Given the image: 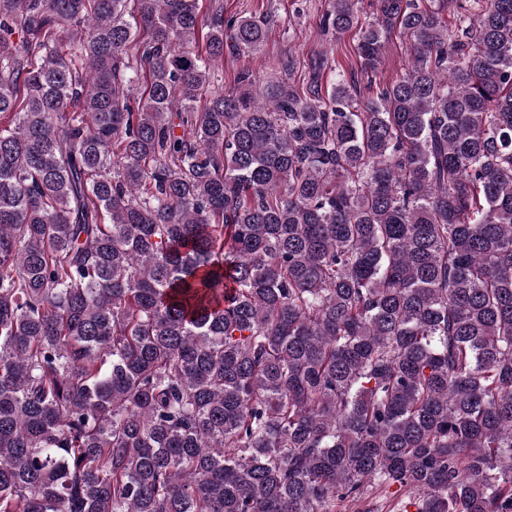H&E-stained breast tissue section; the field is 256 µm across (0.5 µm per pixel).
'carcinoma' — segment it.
Listing matches in <instances>:
<instances>
[{
	"mask_svg": "<svg viewBox=\"0 0 512 512\" xmlns=\"http://www.w3.org/2000/svg\"><path fill=\"white\" fill-rule=\"evenodd\" d=\"M198 2L0 0V512H512V0ZM224 17L237 13L260 16L268 22L267 38L256 55L224 52V62L215 70L211 90L231 91L235 77L242 70L252 71L260 84L284 75L283 63L290 50L295 61L292 77L305 85L310 59L326 46L334 47L336 66L327 70L326 82L339 72L355 67L357 32L355 29L331 34L324 31L329 0H220ZM359 62V61H358ZM406 43V39L399 31L391 33L384 55V63L375 74L370 75V79L374 83V90L377 86L382 87L395 79L407 69L410 56Z\"/></svg>",
	"mask_w": 512,
	"mask_h": 512,
	"instance_id": "obj_1",
	"label": "carcinoma"
}]
</instances>
